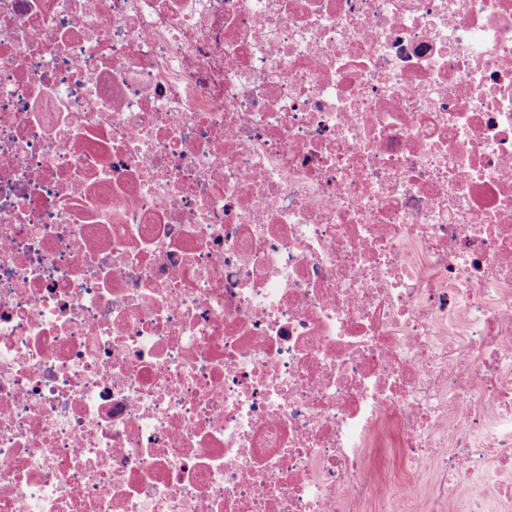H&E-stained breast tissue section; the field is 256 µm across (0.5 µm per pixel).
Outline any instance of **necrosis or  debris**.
Segmentation results:
<instances>
[{"label": "necrosis or debris", "instance_id": "necrosis-or-debris-1", "mask_svg": "<svg viewBox=\"0 0 512 512\" xmlns=\"http://www.w3.org/2000/svg\"><path fill=\"white\" fill-rule=\"evenodd\" d=\"M512 512V0H0V512Z\"/></svg>", "mask_w": 512, "mask_h": 512}]
</instances>
